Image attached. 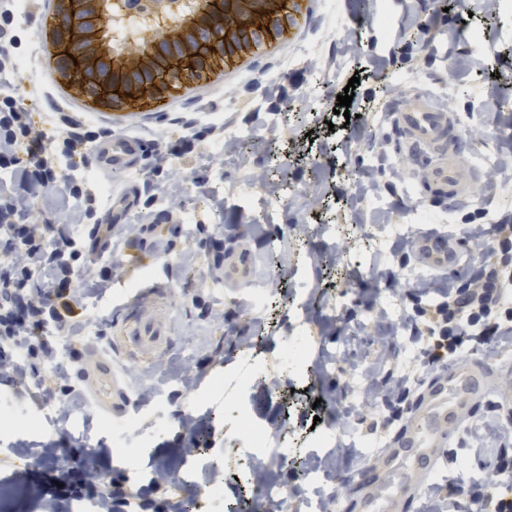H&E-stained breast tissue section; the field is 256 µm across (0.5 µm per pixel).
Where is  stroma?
<instances>
[{"mask_svg":"<svg viewBox=\"0 0 512 512\" xmlns=\"http://www.w3.org/2000/svg\"><path fill=\"white\" fill-rule=\"evenodd\" d=\"M371 2L360 12L355 0H307L306 22L281 52L252 58L231 78L172 90L132 116L89 106L60 85L39 42L56 0H29L19 13L18 33L31 35L33 54L15 86L35 121L47 128L54 112H80L94 129L139 137L146 147L140 170L113 180L95 159L82 165L100 188L98 210L111 207L113 195H131L135 204L121 221L138 233L118 240L122 264L110 288L76 307L84 329L43 333L54 355L53 363H35L46 393L26 400L0 381V400L19 409L0 414V512H40L33 487L53 461L31 448L83 437L87 448L72 450L80 468L181 503L187 488L179 476L194 465L185 452L188 415L204 425L226 487L216 512H250L253 487L240 478L248 445L237 430L242 405L271 440L287 438L299 459L268 472L290 491L282 512H317L303 460L317 461L330 484L379 464L394 433L385 423L390 388L403 374L418 386L431 378L409 295L447 278L401 249L392 225H404L409 237L447 231L469 255L464 269L475 270L480 258L464 227L512 220V157L501 151L512 139V14L493 0ZM355 75L359 125L310 140ZM415 93L457 116L462 176L479 177L478 194L434 197L427 160L405 156L392 112ZM233 130L246 141L230 153L224 140ZM170 170L182 184L176 206L156 190ZM247 225L254 231L245 237ZM228 247L251 252L249 281L225 280L218 260ZM155 280L163 295L144 298L138 312L165 321L170 342L132 362L110 343L114 310ZM261 292L269 303L259 310L253 299ZM389 322L401 323L399 336H382ZM306 337L314 343L311 367L285 365L288 343ZM101 356L122 388L108 413L94 408L81 381L84 365ZM465 356L485 361L495 389L474 422H512V344L491 358L479 348ZM57 364L66 382L53 380ZM188 365L202 372L190 389L181 381ZM311 375L323 397L315 421L304 414ZM458 432L456 464L437 484L484 475L491 462V449L476 447L466 427ZM161 466L169 473L161 487L132 476Z\"/></svg>","mask_w":512,"mask_h":512,"instance_id":"obj_1","label":"stroma"}]
</instances>
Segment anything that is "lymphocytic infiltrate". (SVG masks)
I'll use <instances>...</instances> for the list:
<instances>
[{"label": "lymphocytic infiltrate", "instance_id": "f902f5d3", "mask_svg": "<svg viewBox=\"0 0 512 512\" xmlns=\"http://www.w3.org/2000/svg\"><path fill=\"white\" fill-rule=\"evenodd\" d=\"M14 12L11 6L0 10V38L10 45L9 50L0 49V169L16 187L15 195L0 203V235L13 248L6 266L0 268V379L13 382L34 400L40 397L43 383L35 379L28 360L53 359L39 340L44 327L82 329V322L73 318L75 304L79 297L102 294L112 276L103 273L71 284V264L80 257L79 245L63 236L47 246L31 220L33 203L27 191L37 183L46 194L73 198V206L60 208L59 223L91 221L98 187L73 176L58 185L53 174L83 160L97 134L77 112L56 113L51 129L36 127L15 94L21 53L13 32ZM491 235L494 245L483 251L478 275L450 279L437 288L438 302L416 301L414 317L422 326L418 340L425 348V366L461 359L473 344L492 352L498 345L512 343V306L505 302L512 294V223L494 225ZM505 438L500 428H478L477 445L498 450L493 466L479 481L465 486L452 481L447 494L433 493L431 512H455L462 492L480 504L482 512H512V452L502 448ZM48 450L55 455L56 482L39 491L46 512H57L64 494L88 496L100 512H126L134 500L142 512H151L152 502L142 500L140 491L74 467L68 448L52 443Z\"/></svg>", "mask_w": 512, "mask_h": 512}]
</instances>
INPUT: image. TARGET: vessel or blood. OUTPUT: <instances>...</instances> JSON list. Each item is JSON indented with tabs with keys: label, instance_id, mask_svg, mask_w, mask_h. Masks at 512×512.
Wrapping results in <instances>:
<instances>
[{
	"label": "vessel or blood",
	"instance_id": "1",
	"mask_svg": "<svg viewBox=\"0 0 512 512\" xmlns=\"http://www.w3.org/2000/svg\"><path fill=\"white\" fill-rule=\"evenodd\" d=\"M395 123L408 143L409 156L433 149L430 179L435 193L452 200L476 194L477 179L466 181L461 177L464 158L457 147L459 123L454 114L416 96L396 111ZM95 155L102 172H129L140 166L141 141L128 135H111L96 146ZM417 261L428 269L446 271L460 263L461 253L447 233L434 232L421 237ZM250 272L249 253L226 254L225 277L246 281ZM167 334L165 323L141 319L131 309L126 310L116 331L118 341L134 361L161 346ZM488 376L489 371L482 362L461 359L449 362L441 376L424 386L409 406L407 417L389 448L382 451L385 468L382 492H364L358 496L352 504L354 512H408L447 463L449 448L458 442L456 430L462 418L488 402ZM83 379L97 409L111 410L112 393L119 388L111 360H97L84 370Z\"/></svg>",
	"mask_w": 512,
	"mask_h": 512
}]
</instances>
